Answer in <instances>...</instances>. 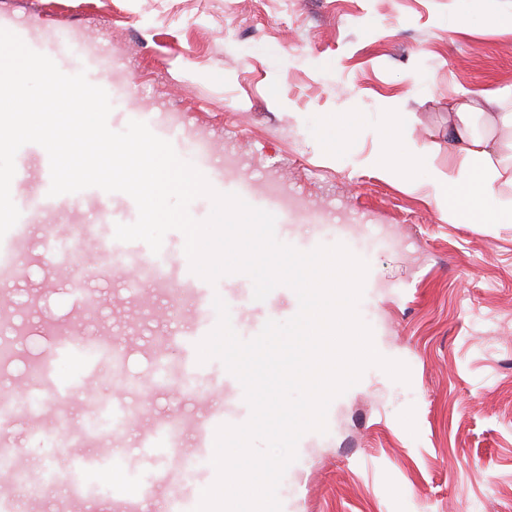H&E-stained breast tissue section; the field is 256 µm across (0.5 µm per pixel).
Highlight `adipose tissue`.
Returning a JSON list of instances; mask_svg holds the SVG:
<instances>
[{
  "instance_id": "ef3b65f1",
  "label": "adipose tissue",
  "mask_w": 512,
  "mask_h": 512,
  "mask_svg": "<svg viewBox=\"0 0 512 512\" xmlns=\"http://www.w3.org/2000/svg\"><path fill=\"white\" fill-rule=\"evenodd\" d=\"M498 91L467 93L448 112V169H431L428 184L441 219L461 224H512V153L498 137L512 129V112L501 111ZM405 120L388 113L377 129L378 146L362 163L388 177L407 176L411 168L429 166L434 147L411 146L400 154Z\"/></svg>"
}]
</instances>
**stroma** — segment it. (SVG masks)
I'll list each match as a JSON object with an SVG mask.
<instances>
[{
  "mask_svg": "<svg viewBox=\"0 0 512 512\" xmlns=\"http://www.w3.org/2000/svg\"><path fill=\"white\" fill-rule=\"evenodd\" d=\"M1 12L122 58L112 130L160 115L158 137L180 155L183 135L206 140L198 165L251 206L276 180L308 207L350 211L342 232L280 214L275 234L302 252L341 244L367 262L359 316L410 380L371 366L332 400L326 433L304 434L283 476V512H512V224L443 221L426 170L403 184L354 163L376 148L370 130L392 103L411 140L436 144L434 165L447 170L449 99L486 87L512 98V0H0ZM340 112L363 113L366 134L338 125ZM333 136L347 140V155L327 152ZM230 156L238 168H225ZM97 205L88 198L38 216L23 273L0 277L23 331L0 368V400L18 405L0 423V447L13 449L18 468L55 472L36 494L0 478L19 512H113L109 490L66 503L74 460L124 449L137 460L126 480L141 487L156 471L142 444L151 427L223 412L243 390L221 361L199 362L196 344L171 343L162 356L151 344L193 318L177 273L188 262L182 233L168 232L158 254L174 272L169 286L125 277L79 235ZM74 270L92 306L72 292ZM210 292L244 340L269 317L294 315L287 289L256 301L241 273ZM101 337L118 342V360L80 358ZM94 399L129 419L86 437Z\"/></svg>",
  "mask_w": 512,
  "mask_h": 512,
  "instance_id": "35a3bbf8",
  "label": "stroma"
}]
</instances>
